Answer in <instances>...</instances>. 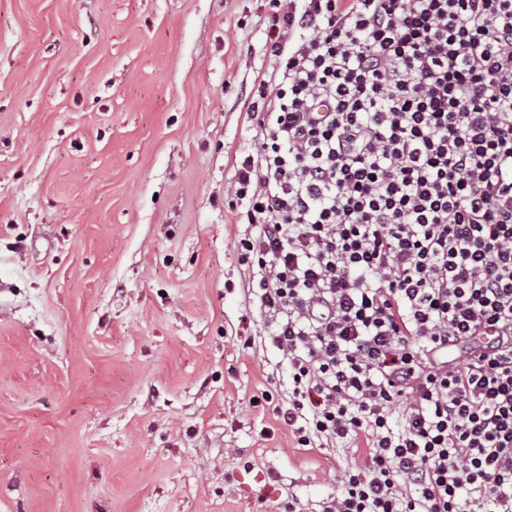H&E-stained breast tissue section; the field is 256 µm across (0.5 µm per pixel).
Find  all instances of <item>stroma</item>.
<instances>
[{
  "instance_id": "35a3bbf8",
  "label": "stroma",
  "mask_w": 512,
  "mask_h": 512,
  "mask_svg": "<svg viewBox=\"0 0 512 512\" xmlns=\"http://www.w3.org/2000/svg\"><path fill=\"white\" fill-rule=\"evenodd\" d=\"M273 0H0V512H323L227 187Z\"/></svg>"
}]
</instances>
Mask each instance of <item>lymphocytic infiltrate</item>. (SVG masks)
Here are the masks:
<instances>
[{
	"instance_id": "lymphocytic-infiltrate-1",
	"label": "lymphocytic infiltrate",
	"mask_w": 512,
	"mask_h": 512,
	"mask_svg": "<svg viewBox=\"0 0 512 512\" xmlns=\"http://www.w3.org/2000/svg\"><path fill=\"white\" fill-rule=\"evenodd\" d=\"M275 3L230 193L324 512H512V0Z\"/></svg>"
}]
</instances>
